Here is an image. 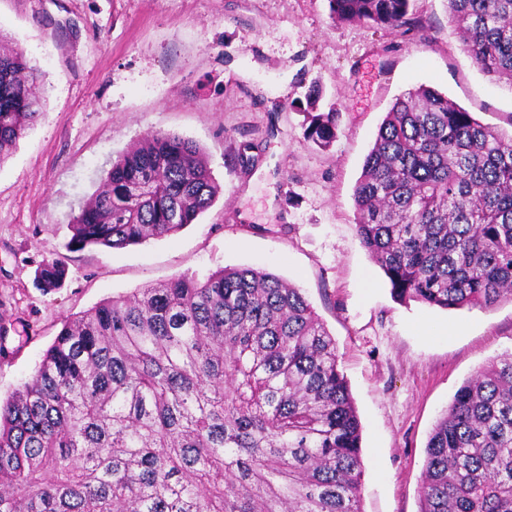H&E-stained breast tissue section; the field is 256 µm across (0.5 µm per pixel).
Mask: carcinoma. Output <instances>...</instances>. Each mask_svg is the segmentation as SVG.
Returning <instances> with one entry per match:
<instances>
[{
	"mask_svg": "<svg viewBox=\"0 0 512 512\" xmlns=\"http://www.w3.org/2000/svg\"><path fill=\"white\" fill-rule=\"evenodd\" d=\"M417 0H328L403 35ZM469 56L512 90V0H448ZM305 94L307 140L339 110ZM34 69L0 43V163L39 116ZM222 192L203 149L152 131L112 161L70 251L172 235ZM362 246L394 296L512 302V137L427 86L395 98L356 182ZM63 260L38 271L61 286ZM361 425L336 341L300 289L249 267L182 275L66 321L0 400V512H362ZM419 512H512V354L467 380L425 449Z\"/></svg>",
	"mask_w": 512,
	"mask_h": 512,
	"instance_id": "carcinoma-1",
	"label": "carcinoma"
}]
</instances>
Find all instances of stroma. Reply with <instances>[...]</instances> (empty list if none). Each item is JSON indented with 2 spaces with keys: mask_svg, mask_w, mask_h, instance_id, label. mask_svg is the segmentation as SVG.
Listing matches in <instances>:
<instances>
[{
  "mask_svg": "<svg viewBox=\"0 0 512 512\" xmlns=\"http://www.w3.org/2000/svg\"><path fill=\"white\" fill-rule=\"evenodd\" d=\"M410 36L339 24L327 0H0L42 112L0 163V300L16 331L0 399L30 378L64 320L99 302L224 267L300 288L336 341L361 422L363 512H418L425 447L458 388L512 353V302L441 310L391 295L362 247L353 190L396 97L425 85L502 136L512 92L463 50L447 0H418ZM340 110L336 139L290 109L311 82ZM204 150L224 192L196 223L123 249L67 250L71 220L112 161L151 131ZM64 259L60 288L37 270Z\"/></svg>",
  "mask_w": 512,
  "mask_h": 512,
  "instance_id": "stroma-1",
  "label": "stroma"
}]
</instances>
